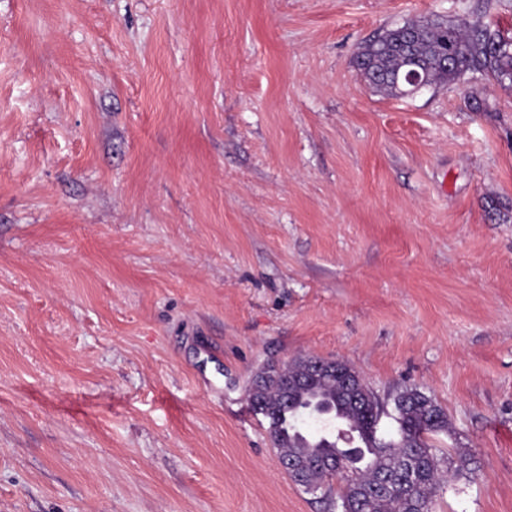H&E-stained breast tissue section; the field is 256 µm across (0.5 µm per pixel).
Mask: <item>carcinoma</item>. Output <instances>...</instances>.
Segmentation results:
<instances>
[{
  "label": "carcinoma",
  "mask_w": 512,
  "mask_h": 512,
  "mask_svg": "<svg viewBox=\"0 0 512 512\" xmlns=\"http://www.w3.org/2000/svg\"><path fill=\"white\" fill-rule=\"evenodd\" d=\"M491 77L512 84V37L471 34L436 18L387 30L362 45L355 65L378 92L405 97L425 87L460 79L477 64ZM418 67L421 84L405 80ZM249 400L281 416L269 433L279 459L298 458L305 470L291 479L305 492L333 500L346 512H432L448 461L429 447L425 435L448 429V415L432 397L406 388L389 398L407 427L406 436L373 439L370 425L382 408L377 395L357 380L350 365L322 375L314 366L290 360L258 374ZM336 460L344 486L332 498L334 474L319 463Z\"/></svg>",
  "instance_id": "1"
}]
</instances>
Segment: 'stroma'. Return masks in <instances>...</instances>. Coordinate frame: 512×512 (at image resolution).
<instances>
[{"label":"stroma","instance_id":"1","mask_svg":"<svg viewBox=\"0 0 512 512\" xmlns=\"http://www.w3.org/2000/svg\"><path fill=\"white\" fill-rule=\"evenodd\" d=\"M512 0H0V512H329L247 390L416 388L512 512V85L393 98L361 44Z\"/></svg>","mask_w":512,"mask_h":512}]
</instances>
